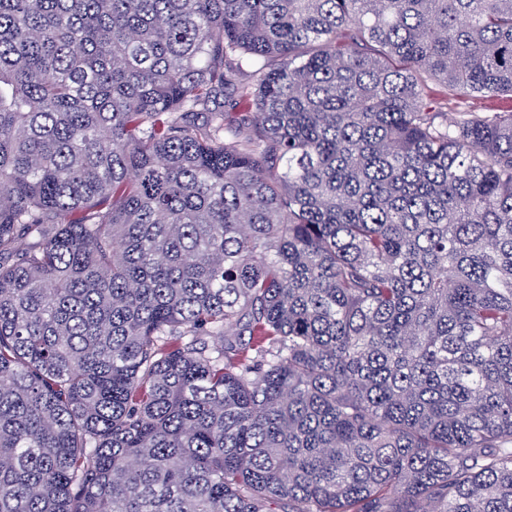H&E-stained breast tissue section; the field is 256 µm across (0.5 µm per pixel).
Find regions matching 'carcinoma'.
<instances>
[{"instance_id":"carcinoma-1","label":"carcinoma","mask_w":512,"mask_h":512,"mask_svg":"<svg viewBox=\"0 0 512 512\" xmlns=\"http://www.w3.org/2000/svg\"><path fill=\"white\" fill-rule=\"evenodd\" d=\"M0 512H512V0H0ZM431 98L435 99V105L442 107V110L448 112V116L452 117L455 112L465 110L468 112H491L499 106V101L491 98H478L477 100H470L469 103L464 105L456 104L455 101H448L443 95V88L438 84H431Z\"/></svg>"}]
</instances>
